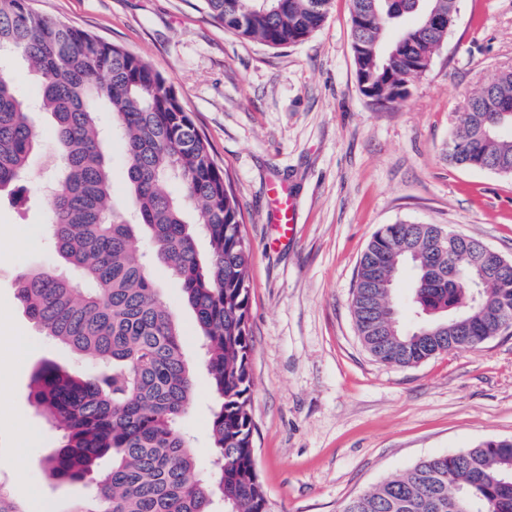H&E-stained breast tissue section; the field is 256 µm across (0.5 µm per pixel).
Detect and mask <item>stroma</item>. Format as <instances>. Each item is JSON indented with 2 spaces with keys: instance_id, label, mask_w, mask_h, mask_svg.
Wrapping results in <instances>:
<instances>
[{
  "instance_id": "stroma-1",
  "label": "stroma",
  "mask_w": 512,
  "mask_h": 512,
  "mask_svg": "<svg viewBox=\"0 0 512 512\" xmlns=\"http://www.w3.org/2000/svg\"><path fill=\"white\" fill-rule=\"evenodd\" d=\"M28 4L148 61L233 181L250 246L255 463L274 512H340L425 459L512 438V331L413 366L384 364L362 345L351 304L359 260L384 224L449 227L512 260V177L448 159L467 98L512 69V0H457L443 46L393 110L360 90L351 0H334L318 31L281 49L225 31L197 0ZM31 119L40 147L0 201V337H18L24 351L18 359L0 347V484L18 502L49 499L67 512L95 488L50 478L60 434L32 406L31 378L45 360L75 375L92 366L45 336L16 295L20 274L57 260L39 202L52 184L44 161L54 130L45 113ZM273 184L298 209L292 239L279 245ZM150 273L194 369L180 428L203 472L213 400L194 316L163 264Z\"/></svg>"
}]
</instances>
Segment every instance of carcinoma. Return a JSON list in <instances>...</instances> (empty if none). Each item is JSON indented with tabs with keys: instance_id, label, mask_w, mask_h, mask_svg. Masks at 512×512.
Returning a JSON list of instances; mask_svg holds the SVG:
<instances>
[{
	"instance_id": "carcinoma-1",
	"label": "carcinoma",
	"mask_w": 512,
	"mask_h": 512,
	"mask_svg": "<svg viewBox=\"0 0 512 512\" xmlns=\"http://www.w3.org/2000/svg\"><path fill=\"white\" fill-rule=\"evenodd\" d=\"M212 22L271 48L301 43L325 22L332 0H199ZM358 73L372 100L396 107L409 95L417 66L442 46L456 0H352ZM437 9L446 26H424ZM397 27L387 37L386 25ZM43 80L36 110L52 118L55 184L44 198L55 264L24 272L17 298L40 330L94 366L76 377L45 360L34 370L31 398L62 432L48 460L55 479L94 483L90 501L69 512H272L255 466L248 266L250 249L236 193L166 78L122 46L29 8L0 0V48ZM31 104L0 68V193L28 172L39 145ZM112 113L125 145L135 221L113 208L107 134ZM512 71L473 93L451 138L448 158L464 168L512 176ZM483 128L489 135H480ZM175 186L174 193L170 187ZM208 241L199 256L197 236ZM176 279L195 314L214 396L210 466L193 478L195 456L178 421L193 398V371L181 331L161 301L143 237ZM478 240L437 224H384L363 253L352 292L358 335L378 361L419 364L459 348H477L512 329V265L488 281L475 262ZM408 266L411 330L384 327L393 294L379 287ZM487 293L453 324L458 281ZM111 466L102 472L99 462ZM0 512H53L43 500L23 506L0 489ZM341 512H512V439H490L426 459L349 498Z\"/></svg>"
}]
</instances>
